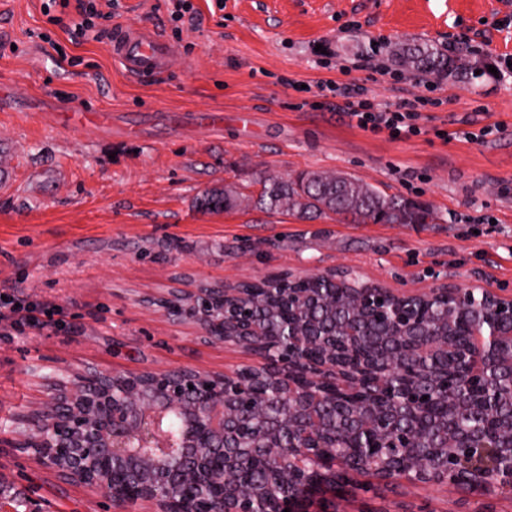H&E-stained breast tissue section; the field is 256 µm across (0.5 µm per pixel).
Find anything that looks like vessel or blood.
<instances>
[{
	"label": "vessel or blood",
	"instance_id": "obj_1",
	"mask_svg": "<svg viewBox=\"0 0 512 512\" xmlns=\"http://www.w3.org/2000/svg\"><path fill=\"white\" fill-rule=\"evenodd\" d=\"M111 50L125 70L135 74L156 70L177 55L176 49L155 33L133 26L115 30Z\"/></svg>",
	"mask_w": 512,
	"mask_h": 512
}]
</instances>
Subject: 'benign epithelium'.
Listing matches in <instances>:
<instances>
[{
	"mask_svg": "<svg viewBox=\"0 0 512 512\" xmlns=\"http://www.w3.org/2000/svg\"><path fill=\"white\" fill-rule=\"evenodd\" d=\"M258 284L153 300L256 364L71 372L0 447L156 512H305L310 493L363 473L512 499V294L400 292L352 270ZM440 300L448 310L423 316ZM491 381L498 407L462 426Z\"/></svg>",
	"mask_w": 512,
	"mask_h": 512,
	"instance_id": "benign-epithelium-1",
	"label": "benign epithelium"
}]
</instances>
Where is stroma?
<instances>
[{"mask_svg":"<svg viewBox=\"0 0 512 512\" xmlns=\"http://www.w3.org/2000/svg\"><path fill=\"white\" fill-rule=\"evenodd\" d=\"M120 0L112 25L154 30L179 52L168 70L125 75L109 40L69 42L42 0H0V308L61 310L58 325L0 320V430L39 405L43 375L84 368L205 372L253 364L203 341L193 320L147 305L170 291L271 273L354 269L395 290L477 284L512 293V0ZM64 45L59 57L53 43ZM430 42L479 78L405 65ZM381 104L424 99L425 134L393 140L351 125L323 81ZM500 123L483 142L453 138ZM344 173L428 205L431 224L301 220L252 205L265 174ZM243 201L197 208L209 189ZM0 492L28 512H154L111 504L0 448ZM337 512H512L495 495L358 475Z\"/></svg>","mask_w":512,"mask_h":512,"instance_id":"35a3bbf8","label":"stroma"}]
</instances>
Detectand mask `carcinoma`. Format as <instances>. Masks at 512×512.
Instances as JSON below:
<instances>
[{
	"instance_id": "carcinoma-1",
	"label": "carcinoma",
	"mask_w": 512,
	"mask_h": 512,
	"mask_svg": "<svg viewBox=\"0 0 512 512\" xmlns=\"http://www.w3.org/2000/svg\"><path fill=\"white\" fill-rule=\"evenodd\" d=\"M402 60L435 73L454 67V61L430 43L408 46ZM198 204L208 211H227L239 205V198L227 189H214L200 197ZM255 206L303 220L335 214L358 224H429L435 219L428 208L383 194L371 185L318 171L302 172L293 179L265 177Z\"/></svg>"
}]
</instances>
